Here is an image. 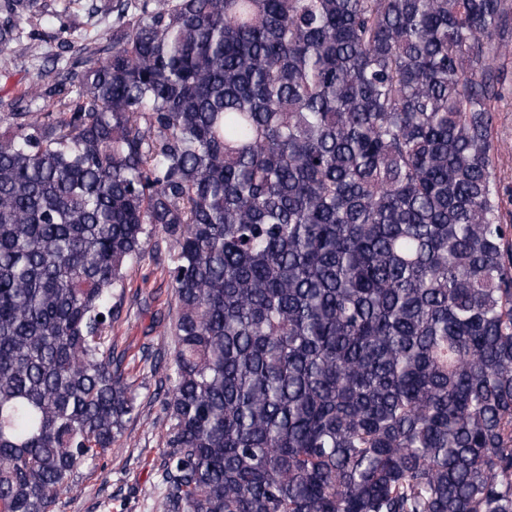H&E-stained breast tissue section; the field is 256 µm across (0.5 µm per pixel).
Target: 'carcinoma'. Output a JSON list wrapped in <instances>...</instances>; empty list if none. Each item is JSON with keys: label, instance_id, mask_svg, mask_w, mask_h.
Listing matches in <instances>:
<instances>
[{"label": "carcinoma", "instance_id": "obj_1", "mask_svg": "<svg viewBox=\"0 0 512 512\" xmlns=\"http://www.w3.org/2000/svg\"><path fill=\"white\" fill-rule=\"evenodd\" d=\"M73 2L0 0V51L83 29L0 117V512H54L150 381L156 512H512V0ZM159 234L173 355L133 376ZM511 92L498 104L495 112V137L499 148L497 178L506 196H512V54L505 62ZM158 243L156 251L129 267L120 317L112 325V337L119 349H128L126 362L135 355L136 370L144 365L139 363L143 351L169 359L174 346L170 328L177 312V297L166 274L172 248L164 238Z\"/></svg>", "mask_w": 512, "mask_h": 512}]
</instances>
